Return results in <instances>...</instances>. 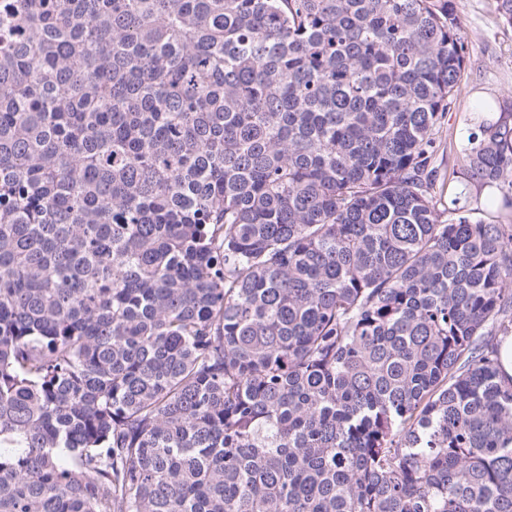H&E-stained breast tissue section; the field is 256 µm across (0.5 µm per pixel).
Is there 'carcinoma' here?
Masks as SVG:
<instances>
[{
    "label": "carcinoma",
    "mask_w": 512,
    "mask_h": 512,
    "mask_svg": "<svg viewBox=\"0 0 512 512\" xmlns=\"http://www.w3.org/2000/svg\"><path fill=\"white\" fill-rule=\"evenodd\" d=\"M454 0H0V512H512V97ZM496 1L455 0L467 51V77L448 114V150L441 165L447 176L456 167L463 119L473 103L512 92V28L500 23Z\"/></svg>",
    "instance_id": "obj_1"
}]
</instances>
